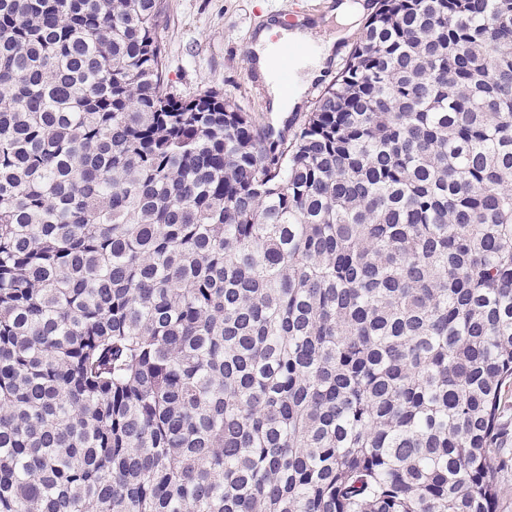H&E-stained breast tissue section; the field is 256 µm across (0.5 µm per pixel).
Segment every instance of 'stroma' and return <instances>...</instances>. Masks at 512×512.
<instances>
[{"instance_id": "stroma-1", "label": "stroma", "mask_w": 512, "mask_h": 512, "mask_svg": "<svg viewBox=\"0 0 512 512\" xmlns=\"http://www.w3.org/2000/svg\"><path fill=\"white\" fill-rule=\"evenodd\" d=\"M303 23L312 39L334 33L329 0H168L160 36L167 49V75L175 93L191 98L217 90L236 100L257 127L270 128L268 91L255 77L251 45L268 23ZM495 456L510 458L499 469L504 490L497 512H512V392L505 394Z\"/></svg>"}]
</instances>
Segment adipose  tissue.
Wrapping results in <instances>:
<instances>
[{
	"instance_id": "1",
	"label": "adipose tissue",
	"mask_w": 512,
	"mask_h": 512,
	"mask_svg": "<svg viewBox=\"0 0 512 512\" xmlns=\"http://www.w3.org/2000/svg\"><path fill=\"white\" fill-rule=\"evenodd\" d=\"M367 10L365 0H338L331 10L338 25L335 34L315 44L311 43L308 31L299 26L288 30L282 29L275 34L266 30L258 35L252 46V59L258 75L269 81L271 110L277 116L276 130H283L289 113L299 110L308 88L323 77L328 65L336 59V49L340 41L348 37L358 26ZM275 35L279 36L280 40L299 46L303 51L295 66L293 91L288 96L283 95L279 85L269 79L276 66L274 46L271 42L272 36Z\"/></svg>"
}]
</instances>
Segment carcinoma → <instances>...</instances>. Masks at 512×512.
<instances>
[{"label":"carcinoma","instance_id":"carcinoma-1","mask_svg":"<svg viewBox=\"0 0 512 512\" xmlns=\"http://www.w3.org/2000/svg\"><path fill=\"white\" fill-rule=\"evenodd\" d=\"M375 7L281 150L167 0H0V512H497L512 0Z\"/></svg>","mask_w":512,"mask_h":512}]
</instances>
